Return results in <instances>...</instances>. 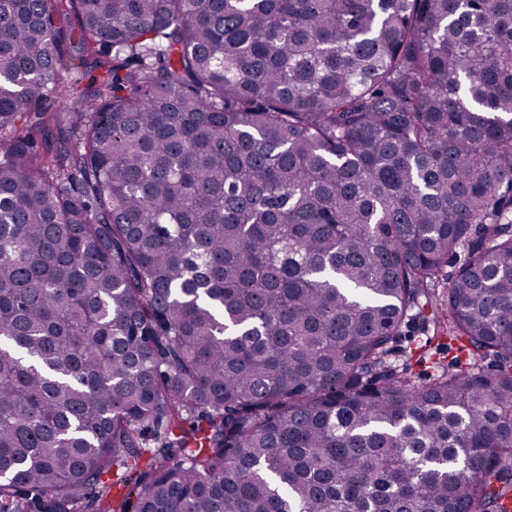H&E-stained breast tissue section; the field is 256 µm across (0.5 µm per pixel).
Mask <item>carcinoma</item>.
Segmentation results:
<instances>
[{
	"instance_id": "1",
	"label": "carcinoma",
	"mask_w": 512,
	"mask_h": 512,
	"mask_svg": "<svg viewBox=\"0 0 512 512\" xmlns=\"http://www.w3.org/2000/svg\"><path fill=\"white\" fill-rule=\"evenodd\" d=\"M507 503L512 0H0V512ZM439 316L445 332L440 337L431 339V332L424 333L416 325L404 329L388 358L398 367H408L412 374L421 380L429 379L442 371L455 368V360L463 356L457 351L458 342L448 335V313L439 310ZM447 330V333H446ZM431 339V340H430Z\"/></svg>"
}]
</instances>
